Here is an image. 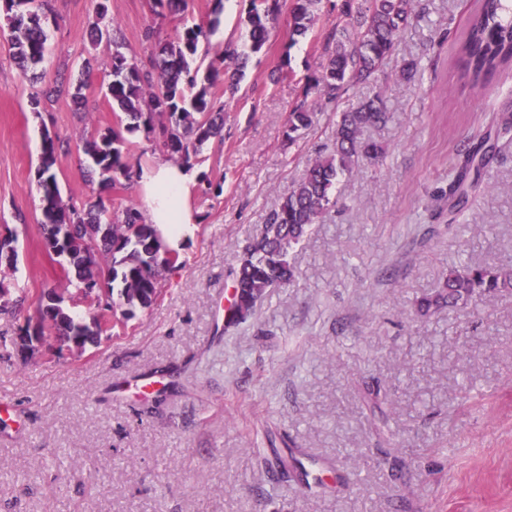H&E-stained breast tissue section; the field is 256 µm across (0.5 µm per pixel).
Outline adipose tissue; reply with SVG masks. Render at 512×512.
<instances>
[{
    "instance_id": "1",
    "label": "adipose tissue",
    "mask_w": 512,
    "mask_h": 512,
    "mask_svg": "<svg viewBox=\"0 0 512 512\" xmlns=\"http://www.w3.org/2000/svg\"><path fill=\"white\" fill-rule=\"evenodd\" d=\"M195 171L186 165L160 162L142 168L137 180L142 210L167 248H174L195 230L199 218L191 205Z\"/></svg>"
}]
</instances>
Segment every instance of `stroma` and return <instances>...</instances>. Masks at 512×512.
I'll return each mask as SVG.
<instances>
[{"mask_svg":"<svg viewBox=\"0 0 512 512\" xmlns=\"http://www.w3.org/2000/svg\"><path fill=\"white\" fill-rule=\"evenodd\" d=\"M98 3L52 2L47 82L77 79L94 61L79 108L61 96L32 112L30 81L0 34V234L16 238L13 276L26 297L16 314H0V336L63 280L36 233L44 131L70 142L56 167L64 197L137 201L135 185L89 181L79 146L86 120L116 122L102 78L110 50L85 38ZM472 5L420 0L384 73L339 103L316 102L313 127L292 144L288 112L330 26L318 20L292 44L280 13L237 92L213 88L224 141L196 168L224 191L195 192L199 223L159 298L132 317L114 314L84 354L55 346L27 365L0 361V512H512V292L473 297L456 315L417 311L453 264L512 265V144L485 169L472 206L448 218L452 160L512 122V67L478 89L460 79L456 39ZM108 8L127 56L143 60L147 28L165 40L207 25L212 0L156 21L148 0ZM243 15L241 0H226L199 49L204 63L220 62L225 42L245 45ZM407 59L419 68L410 84L398 77ZM375 95L388 120L365 136L382 157L337 184L335 208L290 254L294 280L246 322L225 325L245 247L332 149L337 110ZM373 385L388 394L384 433L361 401ZM270 442L309 479L262 469L254 451Z\"/></svg>","mask_w":512,"mask_h":512,"instance_id":"obj_1","label":"stroma"}]
</instances>
